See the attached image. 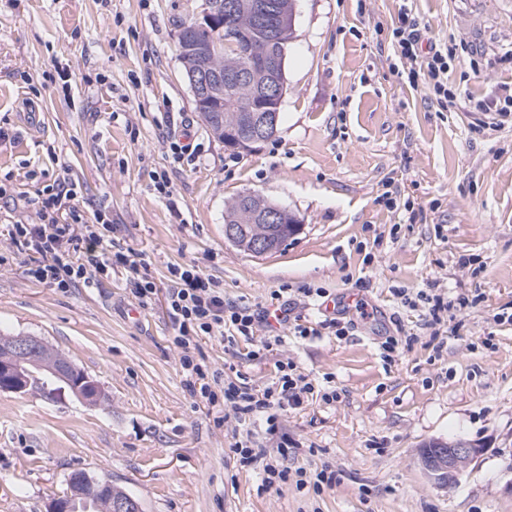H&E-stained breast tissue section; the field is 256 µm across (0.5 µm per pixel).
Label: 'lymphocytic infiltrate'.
<instances>
[{"label":"lymphocytic infiltrate","instance_id":"lymphocytic-infiltrate-1","mask_svg":"<svg viewBox=\"0 0 512 512\" xmlns=\"http://www.w3.org/2000/svg\"><path fill=\"white\" fill-rule=\"evenodd\" d=\"M392 45L409 83H428L440 108L459 107L461 94L448 88V62L456 55L455 45L423 52L422 24L405 8L400 9L393 24ZM75 197L74 185L67 178H56L46 186L41 196L31 202L33 217L12 224V250L0 252V266L8 264L11 255H25L28 263L24 274L28 280L54 286L64 293L81 284H93L119 266L126 273L138 306L152 307L157 291L154 282L142 272L141 255L132 250H113L108 236L110 224L100 215L86 219ZM169 273L173 286L166 298L167 312L178 331L176 342L181 349L179 362L185 384L191 395L209 405L221 401L231 405L243 428L235 435L232 448L239 464L259 465V488L263 491L290 480L296 487L308 485L317 493L332 485L333 474L321 471L310 475L303 468L267 460L252 431L253 424L260 420L266 434H275L282 412L301 404L313 392L311 382L298 373L292 361H277L274 380L256 390L244 383L219 385L204 358L196 354V342L202 337L220 335L231 345L252 341L258 325L267 321L268 310L225 302L220 283L196 265H173Z\"/></svg>","mask_w":512,"mask_h":512}]
</instances>
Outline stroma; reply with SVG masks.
<instances>
[{"label": "stroma", "instance_id": "stroma-1", "mask_svg": "<svg viewBox=\"0 0 512 512\" xmlns=\"http://www.w3.org/2000/svg\"><path fill=\"white\" fill-rule=\"evenodd\" d=\"M200 4L0 0V180L34 199L68 173L85 218L106 212L114 247L142 254L158 289L140 310L120 268L66 293L26 279L25 256L0 268V335L42 338L107 395L0 392V512H44L76 469L121 482L143 512H512V126L490 130L484 110L512 87V0H296L278 132L247 152L208 131L184 76L177 34ZM403 6L424 46L458 43L459 110L398 75ZM245 192L288 207L300 232L262 256L227 242ZM173 263L199 266L225 301L265 306L279 290L304 326L350 323L341 339L284 331L257 357L243 340L200 342L224 382L263 388L286 359L308 377L313 396L281 417L287 464L332 486L257 492L231 452L232 411L183 384ZM434 294L469 299L437 331ZM345 295L363 310H327ZM389 336L404 340L390 361ZM436 439L484 451L443 486L418 461Z\"/></svg>", "mask_w": 512, "mask_h": 512}]
</instances>
